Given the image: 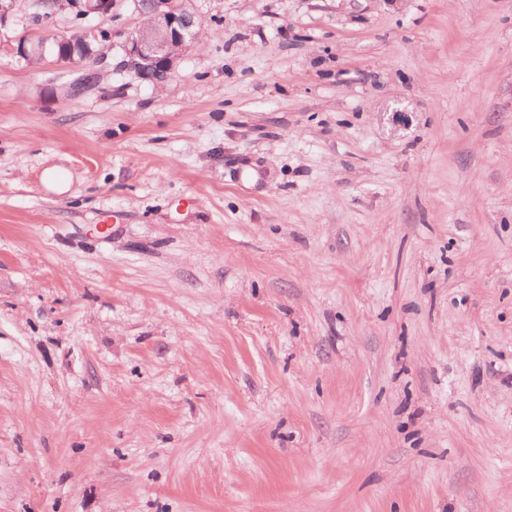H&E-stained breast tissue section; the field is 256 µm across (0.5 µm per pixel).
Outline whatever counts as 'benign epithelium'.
Segmentation results:
<instances>
[{
  "instance_id": "obj_1",
  "label": "benign epithelium",
  "mask_w": 512,
  "mask_h": 512,
  "mask_svg": "<svg viewBox=\"0 0 512 512\" xmlns=\"http://www.w3.org/2000/svg\"><path fill=\"white\" fill-rule=\"evenodd\" d=\"M190 0H156L151 25H141L122 33L121 60L116 69L133 79L160 84L158 76L169 75L181 56L198 43V15L189 7ZM84 15L112 17V0H81ZM13 53L23 59L52 56L57 63L75 60L53 50L47 39H20Z\"/></svg>"
}]
</instances>
